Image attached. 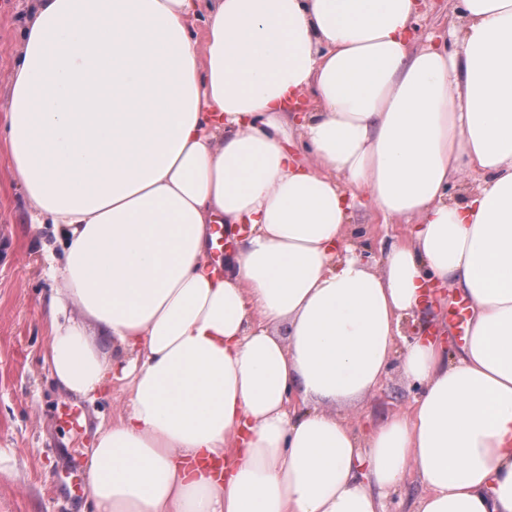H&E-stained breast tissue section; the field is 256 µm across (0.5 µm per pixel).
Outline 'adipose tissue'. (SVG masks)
I'll return each instance as SVG.
<instances>
[{
  "instance_id": "1",
  "label": "adipose tissue",
  "mask_w": 512,
  "mask_h": 512,
  "mask_svg": "<svg viewBox=\"0 0 512 512\" xmlns=\"http://www.w3.org/2000/svg\"><path fill=\"white\" fill-rule=\"evenodd\" d=\"M460 2L419 46L418 0H32L6 144L62 250L48 363L127 382L92 512H385L410 469L416 512H512V0ZM361 195L415 224L379 270L341 245ZM434 285L471 302L450 360L395 344ZM395 365L410 411L349 426Z\"/></svg>"
}]
</instances>
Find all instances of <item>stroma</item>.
<instances>
[{
  "instance_id": "35a3bbf8",
  "label": "stroma",
  "mask_w": 512,
  "mask_h": 512,
  "mask_svg": "<svg viewBox=\"0 0 512 512\" xmlns=\"http://www.w3.org/2000/svg\"><path fill=\"white\" fill-rule=\"evenodd\" d=\"M27 0H0V105L7 78L22 49ZM28 202L0 143V512H85L84 447L100 421L123 413L120 383L96 401L81 400L62 388L45 361L48 339L43 312L53 281L46 275V248L54 247L53 227L33 224ZM410 233L409 225L383 222L369 208L353 214L347 241L381 266L389 247ZM418 384L392 370L384 385L349 424L372 428L409 411Z\"/></svg>"
}]
</instances>
